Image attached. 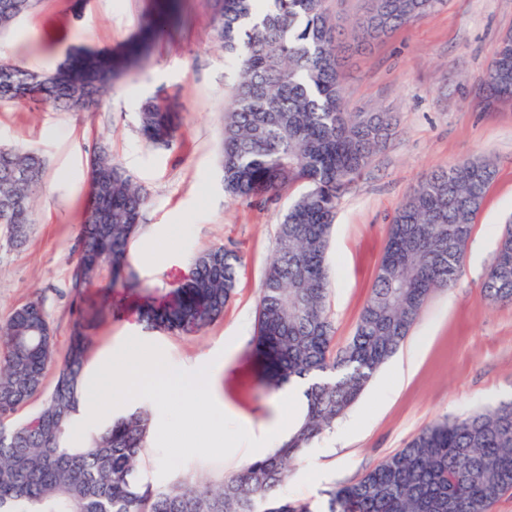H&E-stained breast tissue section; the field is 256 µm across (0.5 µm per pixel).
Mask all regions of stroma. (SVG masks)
Returning a JSON list of instances; mask_svg holds the SVG:
<instances>
[{"label":"stroma","instance_id":"35a3bbf8","mask_svg":"<svg viewBox=\"0 0 512 512\" xmlns=\"http://www.w3.org/2000/svg\"><path fill=\"white\" fill-rule=\"evenodd\" d=\"M36 0L0 31V56L50 69L72 46L121 50L145 16L158 25L138 70L116 82L101 105L81 112L41 101L0 105V147L37 150L46 160L26 241L13 245L0 225V322L40 302L65 352L74 323L91 338L86 364L115 353L127 337L158 345L174 367L213 365L233 418L259 429L280 416L281 393L261 380L252 342L259 289L288 207H263L227 195L221 155L224 97L235 69L215 43L213 0ZM512 31V0H445L435 11L387 36L351 43L341 69L349 106L394 112L398 125L374 162L342 195L332 226L330 315L334 349L354 334L381 260L392 219L430 171L486 157L496 166L472 228L461 275L432 293L398 353L371 379L361 399L315 439L294 463L283 489L319 505L327 491L358 480L429 423L461 418L512 401V305L495 306L482 290L508 219L512 218V104H487L478 88L500 38ZM161 95L178 112L170 147L146 144L136 114ZM150 194L132 249L141 286L101 282L82 295L70 290L81 244L87 167L100 145ZM178 225L168 234L169 225ZM221 245L241 258L234 299L204 332L178 336L146 329L142 296L167 304L187 278L198 251Z\"/></svg>","mask_w":512,"mask_h":512}]
</instances>
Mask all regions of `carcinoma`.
I'll return each mask as SVG.
<instances>
[{
    "label": "carcinoma",
    "mask_w": 512,
    "mask_h": 512,
    "mask_svg": "<svg viewBox=\"0 0 512 512\" xmlns=\"http://www.w3.org/2000/svg\"><path fill=\"white\" fill-rule=\"evenodd\" d=\"M327 0H214V38L230 54L236 79L224 103V191L262 206L307 186L277 230L256 310L253 343L265 381L277 390L309 379L303 421L279 448L224 477L196 475L155 487L141 476L152 411L143 406L72 441L87 378L88 337L77 323L63 357L43 307L26 303L0 323V418L37 396L40 407L11 427L0 423V512H312L281 492L291 463L332 428L410 334L430 295L454 285L474 220L496 169L487 158L441 167L422 178L390 224L372 292L347 345L334 351L328 308L331 227L343 192L372 163L396 126L390 112H353L343 95V33ZM444 0H369L350 31L369 41L434 11ZM34 0H0V30ZM155 21L118 54L79 50L44 71L0 58V91L22 88L58 108L99 103L141 57ZM483 88L512 101V33L501 37ZM139 133L170 146L176 124L158 96L139 111ZM89 198L80 226L76 294L109 270L112 285L137 286L129 263L149 193L99 149L90 158ZM46 160L0 149V224L20 244L32 224ZM512 230L502 234L482 284L495 304H512ZM194 272L177 299L141 310L146 328L192 335L224 314L241 258L215 246L192 257ZM53 383L45 389L48 372ZM512 491V401L465 418L435 421L407 445L335 488L317 512H492Z\"/></svg>",
    "instance_id": "1"
}]
</instances>
